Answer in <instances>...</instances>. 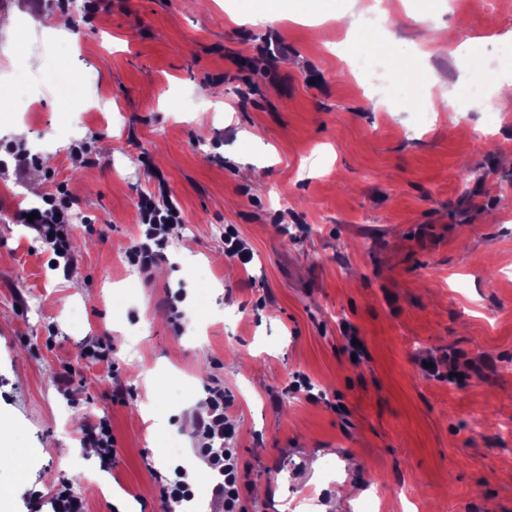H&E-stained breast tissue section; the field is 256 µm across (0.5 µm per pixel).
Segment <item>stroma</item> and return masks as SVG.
<instances>
[{
	"instance_id": "stroma-1",
	"label": "stroma",
	"mask_w": 512,
	"mask_h": 512,
	"mask_svg": "<svg viewBox=\"0 0 512 512\" xmlns=\"http://www.w3.org/2000/svg\"><path fill=\"white\" fill-rule=\"evenodd\" d=\"M262 5L105 0L87 24L73 0L59 36L52 0H0L27 34L0 31V143L25 125L39 163L21 180L0 171V512H37L30 491L62 480L87 512H163L155 476L192 460L214 378L235 397L241 471L264 474L245 512L334 497L341 512H512V100L493 125L449 111L468 74L449 52L416 54L437 15L462 37L512 28V0L492 20L480 0H390L370 83L336 51V0H320L319 25L249 23ZM30 55L39 74L58 63L93 79L71 98L19 90ZM390 70L406 80L388 84ZM80 140L89 156L71 153ZM56 181L77 198L66 276L13 219ZM162 181L183 222L143 274L126 252L140 194ZM228 225L253 254L232 278ZM177 290L173 322L162 303ZM103 336L121 345L117 372L81 358ZM67 363L78 377L63 394ZM298 373L311 392L292 390ZM155 379L167 420L153 446L139 404ZM104 415L123 465L61 468L57 449L82 448ZM173 437L182 455H168Z\"/></svg>"
}]
</instances>
